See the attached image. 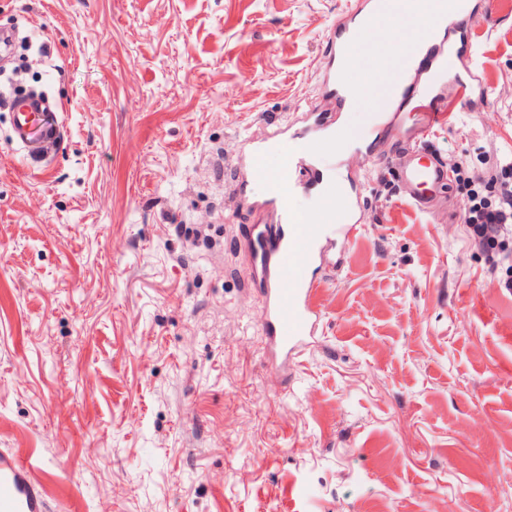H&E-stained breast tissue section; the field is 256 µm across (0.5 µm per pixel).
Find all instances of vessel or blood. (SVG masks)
I'll list each match as a JSON object with an SVG mask.
<instances>
[{
	"label": "vessel or blood",
	"instance_id": "vessel-or-blood-1",
	"mask_svg": "<svg viewBox=\"0 0 512 512\" xmlns=\"http://www.w3.org/2000/svg\"><path fill=\"white\" fill-rule=\"evenodd\" d=\"M464 0H421L419 13L405 15L400 0H365L356 17L339 23L330 36L331 67L324 93L334 99L332 112H310L306 127L291 133L278 132L281 155L279 177L268 174L264 149L247 142L249 177L265 188L264 203L273 210L274 223L262 225L249 240L254 282L265 308L263 322L269 365L284 371L290 358L304 348L318 332L322 312L315 301L318 286L312 272L320 268L338 235H351L363 215L358 199L348 184L338 179L326 154L328 138L352 102L345 74L350 67L348 35L360 19L375 16L387 20L411 18L422 27L420 43L399 48L387 45L375 50L373 73L365 88L373 111L396 119L410 98L430 104L432 121L444 123L446 111L436 108L434 87L441 81L468 88L474 81L472 70L450 62L443 51L455 40H470L473 15L463 8ZM12 130L22 149L51 152L58 144L59 125L55 108L43 96L24 97L12 109ZM398 181L403 182L409 202L422 211L431 210L439 190L449 180L448 166L437 158H426L423 147L404 149L394 163ZM304 194L321 199L342 195L345 218L342 225L306 224L292 209L294 196ZM47 505L32 484L27 459L20 454L0 453V512H46Z\"/></svg>",
	"mask_w": 512,
	"mask_h": 512
}]
</instances>
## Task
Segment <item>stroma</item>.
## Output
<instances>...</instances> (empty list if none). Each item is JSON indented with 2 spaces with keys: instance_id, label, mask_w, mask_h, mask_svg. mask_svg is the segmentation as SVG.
<instances>
[{
  "instance_id": "35a3bbf8",
  "label": "stroma",
  "mask_w": 512,
  "mask_h": 512,
  "mask_svg": "<svg viewBox=\"0 0 512 512\" xmlns=\"http://www.w3.org/2000/svg\"><path fill=\"white\" fill-rule=\"evenodd\" d=\"M362 0H0L60 109L48 164L0 97V453L47 512H512V289L468 239V182L512 180V7L440 94L426 147L461 178L434 213L360 109L336 159L364 217L320 268L317 336L270 369L234 206L244 140L298 125L331 28Z\"/></svg>"
}]
</instances>
